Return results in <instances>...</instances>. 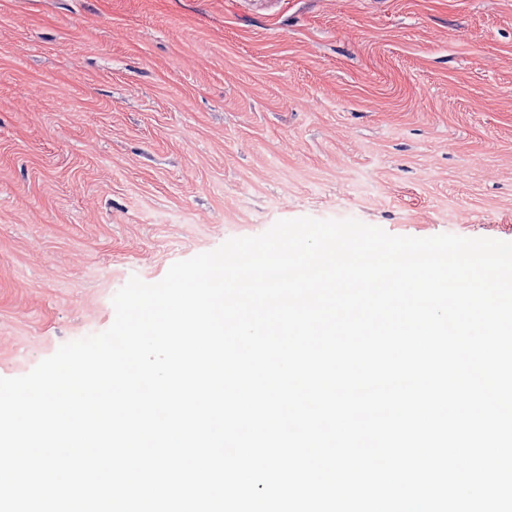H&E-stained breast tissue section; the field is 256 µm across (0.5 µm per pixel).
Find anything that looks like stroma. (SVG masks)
I'll list each match as a JSON object with an SVG mask.
<instances>
[{"label":"stroma","mask_w":512,"mask_h":512,"mask_svg":"<svg viewBox=\"0 0 512 512\" xmlns=\"http://www.w3.org/2000/svg\"><path fill=\"white\" fill-rule=\"evenodd\" d=\"M304 216L512 241V0H0V377Z\"/></svg>","instance_id":"obj_1"}]
</instances>
